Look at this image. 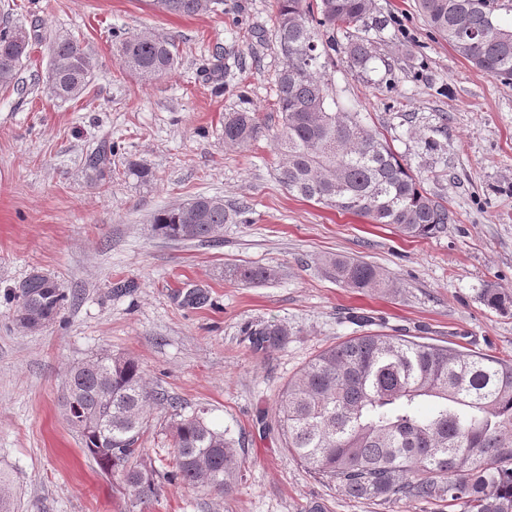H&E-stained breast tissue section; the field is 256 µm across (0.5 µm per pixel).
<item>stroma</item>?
Instances as JSON below:
<instances>
[{"mask_svg": "<svg viewBox=\"0 0 512 512\" xmlns=\"http://www.w3.org/2000/svg\"><path fill=\"white\" fill-rule=\"evenodd\" d=\"M38 38L14 88L0 90V479L13 512H140L129 489L82 451L61 403L69 367L103 353L137 360L151 387L182 414L204 412L238 441L243 476L229 494L184 489L158 476L150 512H437L414 500L359 503L314 473L265 432L258 410L320 351L361 330L417 336L512 358V308L487 307L493 289L512 296V76H492L432 32L416 0H373L364 23L317 31L332 47L320 77L340 108L376 130L423 187L453 214L447 230L409 238L395 225L288 193L275 149L284 58L275 0H224L193 17L153 10L148 0H0V13ZM170 39L177 64L144 80L127 72L114 35ZM75 39L96 68L83 98L46 90L48 40ZM368 37L371 69L343 52ZM256 113L248 146L224 142V115ZM112 167L84 164L101 144ZM148 167L150 180L129 176ZM244 208L214 243L152 236L159 211L196 196ZM377 266L387 287L358 291L330 277L325 261ZM240 265L277 270L244 285ZM51 276L70 300L37 329L17 325L14 290ZM201 292L204 304L190 305ZM279 323L288 338L253 353L247 326Z\"/></svg>", "mask_w": 512, "mask_h": 512, "instance_id": "obj_1", "label": "stroma"}]
</instances>
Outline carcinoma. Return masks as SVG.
I'll use <instances>...</instances> for the list:
<instances>
[{
	"label": "carcinoma",
	"instance_id": "obj_1",
	"mask_svg": "<svg viewBox=\"0 0 512 512\" xmlns=\"http://www.w3.org/2000/svg\"><path fill=\"white\" fill-rule=\"evenodd\" d=\"M427 25L475 67L512 76V27L498 20L490 0H417ZM224 0H150L171 15L214 12ZM277 33L285 66L279 76L282 112L276 148L279 179L289 192L341 212L394 224L411 238L435 237L452 215L428 193L392 149L350 112L332 108L317 76L320 54L315 26L354 27L372 0H276ZM120 63L140 78L161 77L176 64L175 45L150 34L116 36ZM31 40L25 28L0 20V88L14 85ZM47 85L58 99H80L94 59L70 37L49 43ZM347 58L367 68L370 41L358 37ZM260 133L253 112L224 117V143L244 147ZM99 174L111 165L106 150L85 159ZM240 208L218 196L199 195L154 215L153 235L171 241L210 242ZM345 288L385 286L377 267L344 256L327 260ZM242 284L272 280L270 267L242 265L232 272ZM16 322L23 328L54 320L69 300L52 278L33 274L18 291ZM250 348L266 351L288 336L280 324L248 332ZM174 406L150 389L138 362L103 354L68 371L64 410L83 451L100 470L120 479L145 507L155 494L154 461L136 448L150 411ZM274 423L283 447L354 499L443 503L457 512H512V362L406 336H354L320 352L288 381ZM172 448L168 481L187 489L227 493L242 477L235 442L212 428L203 414H173L167 427Z\"/></svg>",
	"mask_w": 512,
	"mask_h": 512
}]
</instances>
